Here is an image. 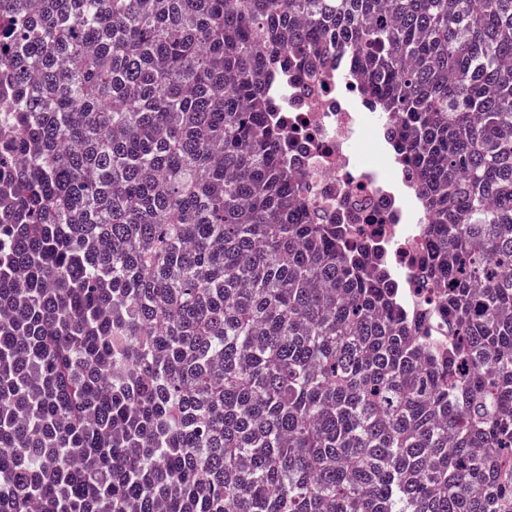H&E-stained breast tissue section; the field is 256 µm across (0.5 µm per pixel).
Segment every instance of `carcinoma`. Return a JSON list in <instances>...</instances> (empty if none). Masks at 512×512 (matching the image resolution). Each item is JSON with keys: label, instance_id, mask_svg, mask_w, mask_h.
<instances>
[{"label": "carcinoma", "instance_id": "1", "mask_svg": "<svg viewBox=\"0 0 512 512\" xmlns=\"http://www.w3.org/2000/svg\"><path fill=\"white\" fill-rule=\"evenodd\" d=\"M334 54L419 314L284 158ZM0 512H512V0H0Z\"/></svg>", "mask_w": 512, "mask_h": 512}]
</instances>
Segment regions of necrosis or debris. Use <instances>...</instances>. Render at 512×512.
I'll use <instances>...</instances> for the list:
<instances>
[{
	"instance_id": "obj_1",
	"label": "necrosis or debris",
	"mask_w": 512,
	"mask_h": 512,
	"mask_svg": "<svg viewBox=\"0 0 512 512\" xmlns=\"http://www.w3.org/2000/svg\"><path fill=\"white\" fill-rule=\"evenodd\" d=\"M361 85L357 71L330 62L276 87L287 162L300 173L323 223L350 225L353 239L375 244L399 271L404 295L417 309L436 297L420 264L429 216L414 199L411 174L388 146L398 121L372 111L358 95Z\"/></svg>"
}]
</instances>
